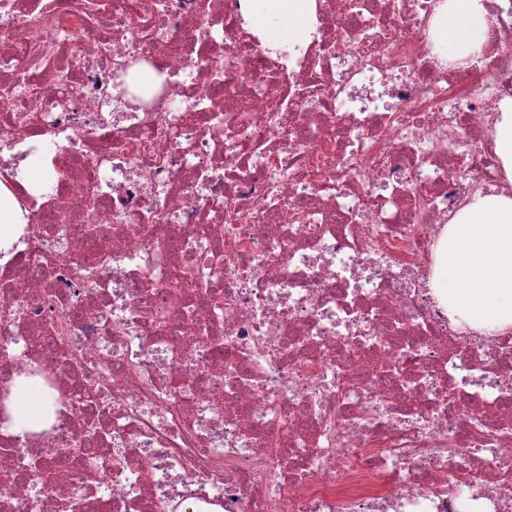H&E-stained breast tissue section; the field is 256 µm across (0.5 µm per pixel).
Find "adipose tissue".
I'll return each instance as SVG.
<instances>
[{"label": "adipose tissue", "instance_id": "adipose-tissue-1", "mask_svg": "<svg viewBox=\"0 0 512 512\" xmlns=\"http://www.w3.org/2000/svg\"><path fill=\"white\" fill-rule=\"evenodd\" d=\"M251 25L275 42L303 41L311 28L314 0H244ZM437 27L448 54L480 49L487 30L482 0H448ZM450 318L478 330L512 329V195L477 194L446 225L428 283ZM41 380L19 379L13 393L16 429L30 430L41 418Z\"/></svg>", "mask_w": 512, "mask_h": 512}]
</instances>
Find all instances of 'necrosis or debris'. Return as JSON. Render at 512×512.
<instances>
[{
  "label": "necrosis or debris",
  "instance_id": "1",
  "mask_svg": "<svg viewBox=\"0 0 512 512\" xmlns=\"http://www.w3.org/2000/svg\"><path fill=\"white\" fill-rule=\"evenodd\" d=\"M443 2L315 0L294 45L254 41L242 0H0V152L58 160L40 194L0 165L26 219L0 394L35 373L55 407L0 423V512L512 503V331L425 286L444 225L508 186L512 0L460 59ZM135 58L158 81L132 103ZM494 142L497 155L502 161L505 176L512 181V98L499 104L498 116L494 119Z\"/></svg>",
  "mask_w": 512,
  "mask_h": 512
}]
</instances>
